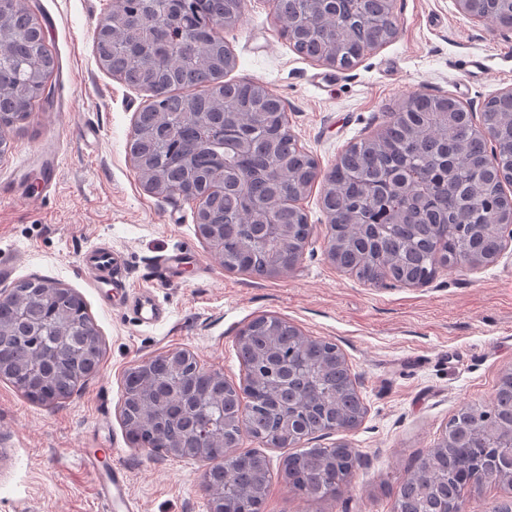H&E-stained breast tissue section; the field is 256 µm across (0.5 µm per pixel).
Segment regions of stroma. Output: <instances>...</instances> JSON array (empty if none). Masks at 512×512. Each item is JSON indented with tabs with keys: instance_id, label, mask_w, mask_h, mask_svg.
<instances>
[{
	"instance_id": "stroma-1",
	"label": "stroma",
	"mask_w": 512,
	"mask_h": 512,
	"mask_svg": "<svg viewBox=\"0 0 512 512\" xmlns=\"http://www.w3.org/2000/svg\"><path fill=\"white\" fill-rule=\"evenodd\" d=\"M59 71L51 103L10 129L0 156V262L12 275L0 289L46 277L82 295L103 349L98 371L69 398L27 399L0 380V512H110L100 484L121 463L140 512H210L195 460L134 446L122 425V378L139 362L178 349L240 384V330L276 316L343 352L367 408L344 440L364 464L336 497L291 490L283 448L266 449L274 472L263 512H390L400 485L434 447L461 407L490 404L512 369V241L494 263L441 271L421 287L372 285L327 257L329 224L321 183L303 200L311 237L284 276L227 271L196 230L191 203L148 192L127 143L147 91L103 69L94 39L112 0H29ZM396 34L350 69L295 52L282 37L272 0H248L241 22L224 29L236 64L232 80L264 85L285 103L298 143L320 170L352 143L380 133L416 92L451 95L481 112L512 88V31L460 13L455 0H393ZM479 61L473 74L457 62ZM105 245L120 252L128 288H94L80 259ZM186 252L182 280L157 278L160 257ZM164 310L154 324L135 312L139 293ZM99 450L90 469L82 449Z\"/></svg>"
}]
</instances>
